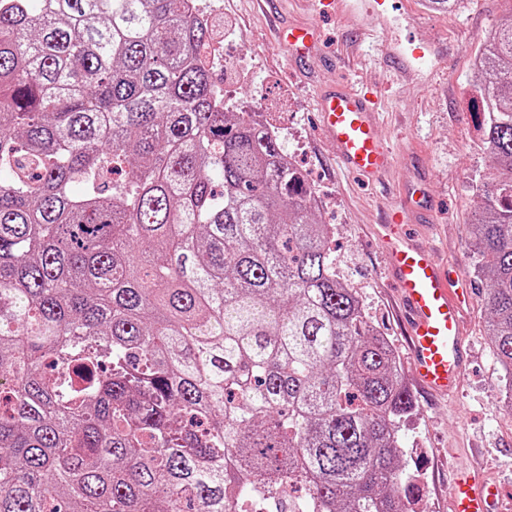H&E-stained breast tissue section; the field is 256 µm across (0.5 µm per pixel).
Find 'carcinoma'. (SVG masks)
Wrapping results in <instances>:
<instances>
[{
  "label": "carcinoma",
  "instance_id": "1",
  "mask_svg": "<svg viewBox=\"0 0 512 512\" xmlns=\"http://www.w3.org/2000/svg\"><path fill=\"white\" fill-rule=\"evenodd\" d=\"M195 4L0 0V512H406L396 351ZM474 78L512 399V15Z\"/></svg>",
  "mask_w": 512,
  "mask_h": 512
}]
</instances>
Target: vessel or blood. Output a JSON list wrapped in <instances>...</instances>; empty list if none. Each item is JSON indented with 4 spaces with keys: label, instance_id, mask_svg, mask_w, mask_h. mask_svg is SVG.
<instances>
[{
    "label": "vessel or blood",
    "instance_id": "vessel-or-blood-1",
    "mask_svg": "<svg viewBox=\"0 0 512 512\" xmlns=\"http://www.w3.org/2000/svg\"><path fill=\"white\" fill-rule=\"evenodd\" d=\"M317 35L313 27H291L282 35L296 59H309ZM322 129L343 167L376 181L393 169L395 156L377 134L376 112L369 99L347 88L319 95ZM410 211L395 207L385 238L392 281L406 313L408 358L420 388L435 396L459 392L465 378L469 343L461 315L471 295L457 274L446 270L435 253L409 231ZM451 512H506L499 485L459 472Z\"/></svg>",
    "mask_w": 512,
    "mask_h": 512
}]
</instances>
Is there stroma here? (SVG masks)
Listing matches in <instances>:
<instances>
[{
	"mask_svg": "<svg viewBox=\"0 0 512 512\" xmlns=\"http://www.w3.org/2000/svg\"><path fill=\"white\" fill-rule=\"evenodd\" d=\"M359 21L326 16L320 0H210L212 32H223V64L213 73L232 110L260 108L316 192V218L330 224L337 273L357 288L371 325L407 355L403 306L378 234L385 213L404 192L423 201L409 224L441 262L475 288L463 327L471 345L465 382L451 398L418 389L410 368L403 382L412 413L401 420L402 464L415 489L413 512H449L451 473L480 470L512 493V415L500 401L506 384L484 334V284L466 243L477 203L475 178L492 162L468 107L473 63L488 34L512 13V0H465L442 12L427 0H356ZM291 25L320 33L314 60L295 61L276 38ZM372 92L379 133L397 162L382 182L349 174L318 123L321 88Z\"/></svg>",
	"mask_w": 512,
	"mask_h": 512,
	"instance_id": "1",
	"label": "stroma"
}]
</instances>
